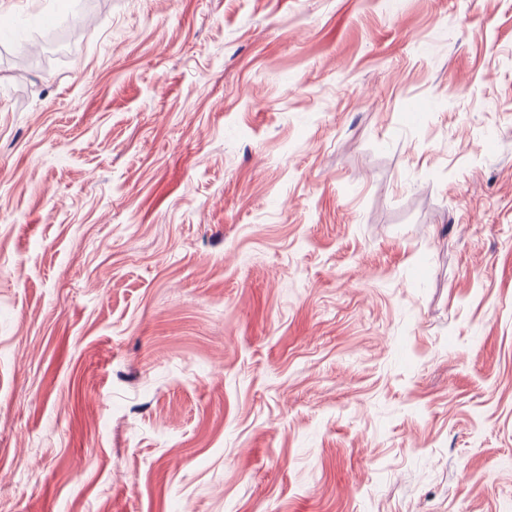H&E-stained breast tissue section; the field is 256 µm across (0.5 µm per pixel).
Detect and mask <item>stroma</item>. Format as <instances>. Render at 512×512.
<instances>
[{"label": "stroma", "mask_w": 512, "mask_h": 512, "mask_svg": "<svg viewBox=\"0 0 512 512\" xmlns=\"http://www.w3.org/2000/svg\"><path fill=\"white\" fill-rule=\"evenodd\" d=\"M0 512H512V0H0Z\"/></svg>", "instance_id": "35a3bbf8"}]
</instances>
